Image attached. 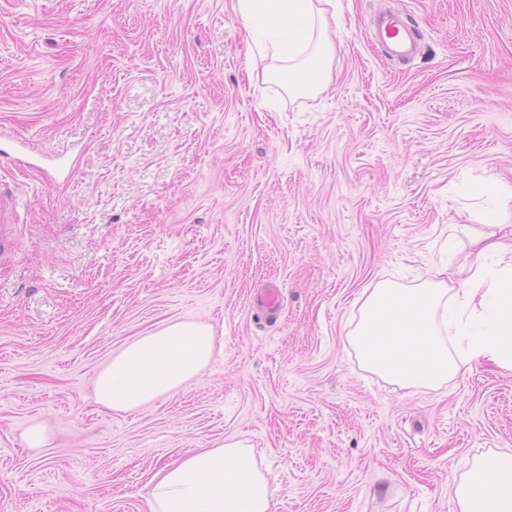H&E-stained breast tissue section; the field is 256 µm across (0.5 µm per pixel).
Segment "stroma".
<instances>
[{
	"instance_id": "stroma-1",
	"label": "stroma",
	"mask_w": 512,
	"mask_h": 512,
	"mask_svg": "<svg viewBox=\"0 0 512 512\" xmlns=\"http://www.w3.org/2000/svg\"><path fill=\"white\" fill-rule=\"evenodd\" d=\"M419 27L401 64L371 30ZM331 78L289 94L233 0H0V512H151L156 469L245 441L273 512H452L512 452V371L436 389L365 370L378 282L471 260L512 187V0H336ZM271 315L255 304L269 282ZM207 324L198 375L138 408L98 375L141 336ZM39 425L45 442L29 447ZM19 201L9 186L0 183V263L7 260L13 250L19 224Z\"/></svg>"
}]
</instances>
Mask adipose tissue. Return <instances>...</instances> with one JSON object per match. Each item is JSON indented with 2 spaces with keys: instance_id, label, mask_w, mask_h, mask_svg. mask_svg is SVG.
I'll use <instances>...</instances> for the list:
<instances>
[{
  "instance_id": "1",
  "label": "adipose tissue",
  "mask_w": 512,
  "mask_h": 512,
  "mask_svg": "<svg viewBox=\"0 0 512 512\" xmlns=\"http://www.w3.org/2000/svg\"><path fill=\"white\" fill-rule=\"evenodd\" d=\"M334 0H233L262 55L286 62L293 95L318 93L333 47L327 13ZM497 254L496 268L486 263ZM463 336L461 350L449 332ZM348 340L362 366L407 388H435L462 366L489 362L512 371V255L487 243L451 280L429 276L411 288L378 283ZM211 326L175 322L141 337L98 376V403L113 410L144 405L196 375L212 358ZM152 512H271L269 479L249 447L228 441L159 468ZM455 512H512V454L474 457L451 492Z\"/></svg>"
}]
</instances>
